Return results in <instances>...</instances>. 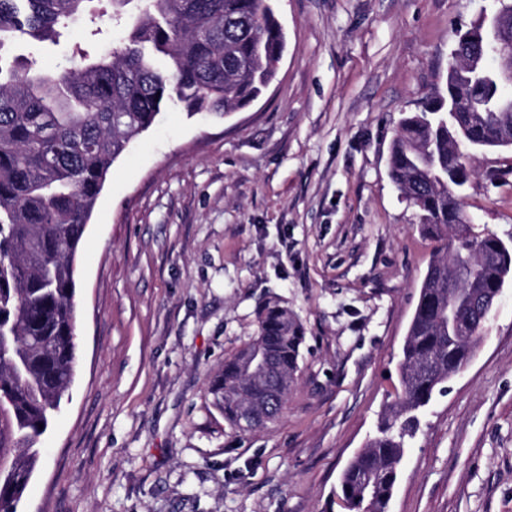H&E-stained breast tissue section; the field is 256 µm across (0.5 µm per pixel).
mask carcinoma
<instances>
[{"label": "carcinoma", "mask_w": 512, "mask_h": 512, "mask_svg": "<svg viewBox=\"0 0 512 512\" xmlns=\"http://www.w3.org/2000/svg\"><path fill=\"white\" fill-rule=\"evenodd\" d=\"M100 0H0V501L19 504L61 408L76 359L75 256L110 167L150 128L162 105L222 119L260 98L276 77L286 35L269 0H109L127 24L109 54L80 43L62 73L13 54L30 37L59 43L72 22L100 16ZM495 39L471 25L457 41L445 84L425 109L404 117L389 175L419 212L423 233L444 242L430 260L405 337L396 400L377 435L353 457L337 497L348 512H385L420 416L463 369L490 312L474 308L512 278V245L472 224L464 205V148L512 146V104L499 53L512 47V7ZM477 53L482 67L456 68ZM304 329L268 302L255 338L224 358L210 392L238 426L245 404L277 419L299 372ZM256 356L272 374H248Z\"/></svg>", "instance_id": "1"}]
</instances>
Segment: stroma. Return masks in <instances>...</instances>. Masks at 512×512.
Masks as SVG:
<instances>
[{"mask_svg":"<svg viewBox=\"0 0 512 512\" xmlns=\"http://www.w3.org/2000/svg\"><path fill=\"white\" fill-rule=\"evenodd\" d=\"M288 46L249 107H163L112 165L76 258L73 383L18 512H346L437 247L389 177L401 118L441 86L456 29L496 0H276ZM76 22L19 42L48 69ZM465 210L512 239V147L470 153ZM305 329L281 415L250 433L208 391L270 300ZM389 512H512V282L422 419Z\"/></svg>","mask_w":512,"mask_h":512,"instance_id":"obj_1","label":"stroma"}]
</instances>
